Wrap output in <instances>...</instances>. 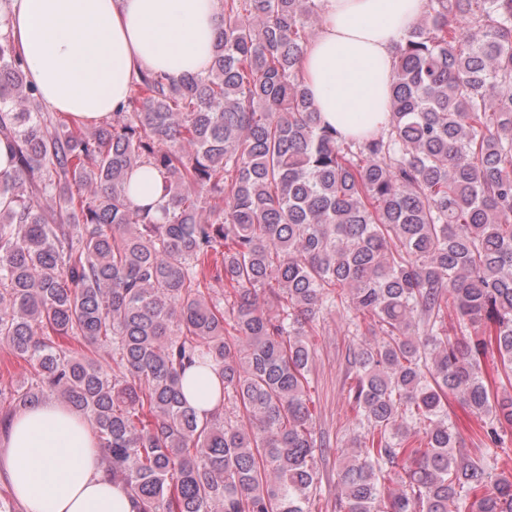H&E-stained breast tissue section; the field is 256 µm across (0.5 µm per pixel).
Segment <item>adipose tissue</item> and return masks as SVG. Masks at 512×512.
I'll list each match as a JSON object with an SVG mask.
<instances>
[{
	"label": "adipose tissue",
	"instance_id": "adipose-tissue-1",
	"mask_svg": "<svg viewBox=\"0 0 512 512\" xmlns=\"http://www.w3.org/2000/svg\"><path fill=\"white\" fill-rule=\"evenodd\" d=\"M322 25L304 49L322 120L352 137L386 129L394 46L428 0H317ZM221 0H14L10 17L28 80L46 108L91 125L109 117L151 70L179 80L212 63ZM0 471L26 512H138L106 473L95 429L55 400L0 431Z\"/></svg>",
	"mask_w": 512,
	"mask_h": 512
}]
</instances>
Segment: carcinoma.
I'll use <instances>...</instances> for the list:
<instances>
[{
  "label": "carcinoma",
  "instance_id": "carcinoma-1",
  "mask_svg": "<svg viewBox=\"0 0 512 512\" xmlns=\"http://www.w3.org/2000/svg\"><path fill=\"white\" fill-rule=\"evenodd\" d=\"M0 0V341L92 421L140 512H314L319 318L360 340L343 512H512V0H429L394 49L387 128L322 123L301 57L316 0H223L210 69L144 71L94 125L42 105ZM162 205L130 198L137 171ZM226 295H213L216 285ZM112 359L106 369L91 353ZM498 356V385L481 369ZM219 379L198 418L185 372ZM130 195L137 204H157L163 195L161 176L151 167H143ZM448 412L452 421L455 423L460 434V448H467L473 455L476 453L480 457L482 455L486 460L494 462L498 460V466L507 468L512 471V436L505 438L503 448H507L504 452L500 447L493 445H484L477 448L476 431L478 422L476 418L465 409L456 398L450 396L448 398ZM504 462H508L507 466H502Z\"/></svg>",
  "mask_w": 512,
  "mask_h": 512
}]
</instances>
